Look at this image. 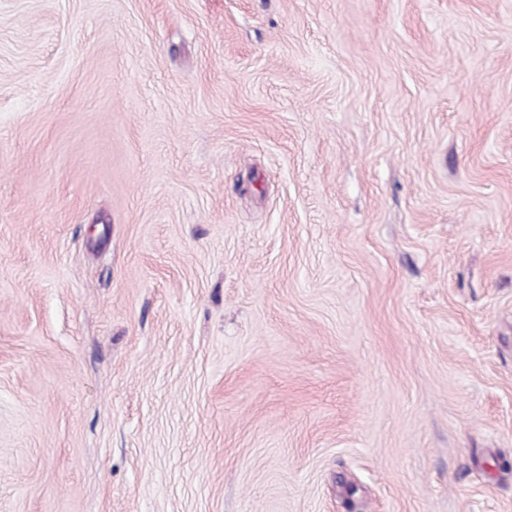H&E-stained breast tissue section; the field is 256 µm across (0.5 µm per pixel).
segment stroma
<instances>
[{
	"label": "stroma",
	"instance_id": "35a3bbf8",
	"mask_svg": "<svg viewBox=\"0 0 512 512\" xmlns=\"http://www.w3.org/2000/svg\"><path fill=\"white\" fill-rule=\"evenodd\" d=\"M0 512H512V0H0Z\"/></svg>",
	"mask_w": 512,
	"mask_h": 512
}]
</instances>
